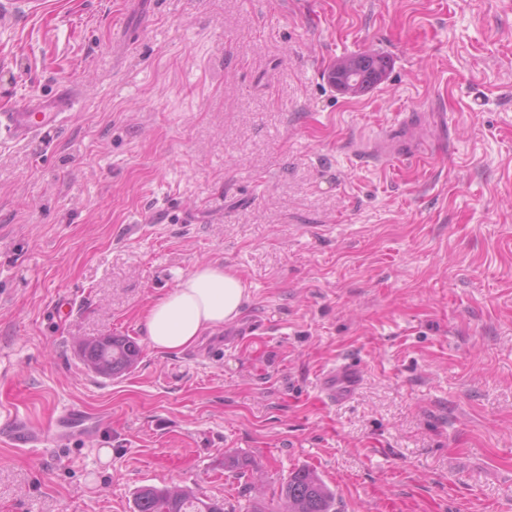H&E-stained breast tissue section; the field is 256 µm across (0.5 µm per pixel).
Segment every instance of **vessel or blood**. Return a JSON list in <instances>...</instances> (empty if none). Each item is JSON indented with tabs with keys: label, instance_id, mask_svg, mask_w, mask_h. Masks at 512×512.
<instances>
[{
	"label": "vessel or blood",
	"instance_id": "1",
	"mask_svg": "<svg viewBox=\"0 0 512 512\" xmlns=\"http://www.w3.org/2000/svg\"><path fill=\"white\" fill-rule=\"evenodd\" d=\"M73 105L74 95L68 88L51 98H31L24 105L0 112V132L17 141L48 132L64 122ZM373 151L387 162L401 163L421 156L420 150H405L400 140L388 133L374 139ZM360 379L359 364L344 359L321 372L319 390L327 401L340 402L355 391ZM101 422V417L65 406L42 427L33 426L20 415H12L0 422V438L18 448H56L75 438L93 435Z\"/></svg>",
	"mask_w": 512,
	"mask_h": 512
}]
</instances>
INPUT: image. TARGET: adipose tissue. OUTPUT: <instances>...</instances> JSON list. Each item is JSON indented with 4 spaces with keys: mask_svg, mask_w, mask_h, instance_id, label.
<instances>
[{
    "mask_svg": "<svg viewBox=\"0 0 512 512\" xmlns=\"http://www.w3.org/2000/svg\"><path fill=\"white\" fill-rule=\"evenodd\" d=\"M245 300L246 288L234 271L198 264L148 307L144 325L149 342L165 353L182 352L207 331L238 318Z\"/></svg>",
    "mask_w": 512,
    "mask_h": 512,
    "instance_id": "ef3b65f1",
    "label": "adipose tissue"
}]
</instances>
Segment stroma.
Returning <instances> with one entry per match:
<instances>
[{"label": "stroma", "instance_id": "1", "mask_svg": "<svg viewBox=\"0 0 512 512\" xmlns=\"http://www.w3.org/2000/svg\"><path fill=\"white\" fill-rule=\"evenodd\" d=\"M365 52L383 79L340 93ZM65 86L59 129L0 139V416L109 420L0 442V512H133L143 485L283 512L303 465L338 512H512V0H0V110ZM403 127L427 161L355 149ZM204 262L241 315L152 348L148 306ZM108 335L141 348L114 380L77 351ZM360 379V365L353 359H343L321 372L319 390L329 402L344 401L358 387ZM103 421V417L74 406L58 409L42 427L15 414L1 422L0 438L16 448H57L77 437L92 436Z\"/></svg>", "mask_w": 512, "mask_h": 512}]
</instances>
